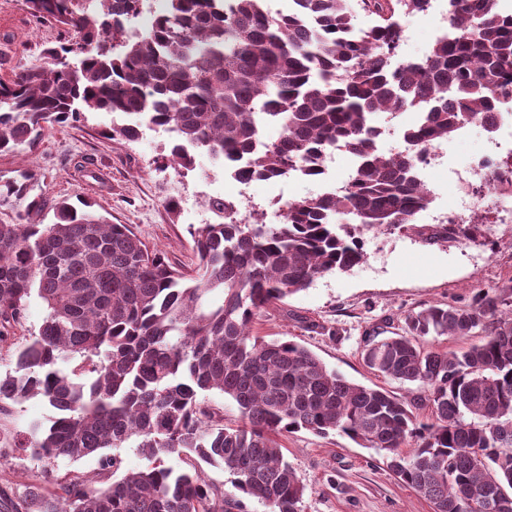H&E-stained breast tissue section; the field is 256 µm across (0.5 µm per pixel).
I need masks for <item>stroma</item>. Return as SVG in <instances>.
I'll list each match as a JSON object with an SVG mask.
<instances>
[{
    "label": "stroma",
    "instance_id": "35a3bbf8",
    "mask_svg": "<svg viewBox=\"0 0 512 512\" xmlns=\"http://www.w3.org/2000/svg\"><path fill=\"white\" fill-rule=\"evenodd\" d=\"M447 12L448 0H435L433 12L401 17L406 58L428 52ZM71 37L64 29L35 24L23 0H0V73L38 62L44 48ZM111 126L112 116L106 112L49 124L33 147L0 153V175L28 167L38 174L47 195L74 204L89 201L112 223L131 225L172 263L193 267L187 228L207 221L194 209L197 197L204 190L234 195L238 184L204 154L188 173L162 166L160 158L170 145L163 132L148 129L129 143L109 137ZM487 142L483 128L474 126L466 140L443 143V165L426 175L432 207L418 215L415 230L363 232L365 260L349 272L318 278L269 308L257 326L260 335L304 345L354 383L380 386L409 401L422 396L417 385L371 371L362 359L364 340L377 332H402L406 317L429 305L469 304L476 289L512 278V231L484 224L472 243L437 237L432 222L434 210L457 200L450 170L467 166ZM311 192L302 181H266L252 183L247 196L272 212ZM174 200L179 206L173 211L169 204ZM51 415L38 397L0 409V488L17 496L29 483L43 479L42 465L14 446L33 424H48ZM281 444L306 488L303 512H434L430 501L387 468L377 449L338 434L320 437L304 430L283 437Z\"/></svg>",
    "mask_w": 512,
    "mask_h": 512
}]
</instances>
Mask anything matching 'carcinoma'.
I'll list each match as a JSON object with an SVG mask.
<instances>
[{
	"mask_svg": "<svg viewBox=\"0 0 512 512\" xmlns=\"http://www.w3.org/2000/svg\"><path fill=\"white\" fill-rule=\"evenodd\" d=\"M83 2L25 0L39 23L77 37L0 77V152L34 145L48 123L109 112L124 117L111 135L128 142L145 126L174 129L162 160L178 170L205 153L225 166L246 158L239 174L254 181L298 168L315 177L334 148L356 166L344 192L290 202L275 223L229 221L224 201L207 202L217 220L189 225L190 273L131 226L32 194L34 171L0 178V200L23 206L0 222V343L16 345L0 403L40 397L54 411L21 443L45 471L60 458H99L95 476L30 485L0 512H238L245 497L302 512L306 487L278 443L301 430L384 452L434 512H512V279L366 340L369 369L425 389V420L303 345L255 331L271 305L363 262L356 227L397 229L429 204L418 173L427 148L465 124L486 127L512 99V12L500 0H448V32L395 70L401 16L427 13L431 0H291L286 14L267 0H168L134 34L126 23L148 0H98V16ZM357 9L369 26L356 27ZM408 108L420 118L404 149L381 152L375 116ZM269 125L280 127L274 141ZM485 188L512 194V157ZM34 296L48 313L17 337ZM476 333L481 341L458 352L422 345ZM212 394L236 403L242 425L224 426ZM127 447L150 464L121 473ZM203 463L227 471L234 491L202 477Z\"/></svg>",
	"mask_w": 512,
	"mask_h": 512,
	"instance_id": "obj_1",
	"label": "carcinoma"
}]
</instances>
